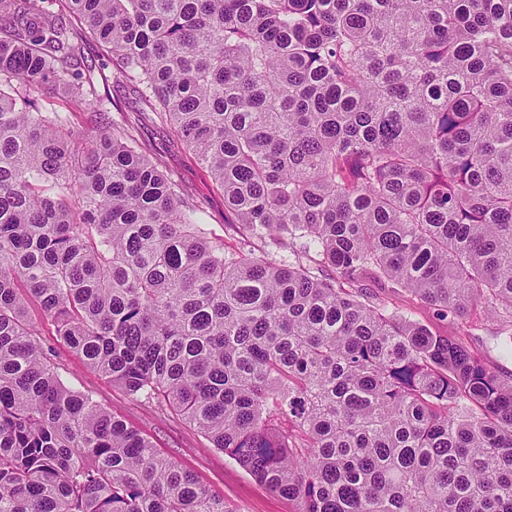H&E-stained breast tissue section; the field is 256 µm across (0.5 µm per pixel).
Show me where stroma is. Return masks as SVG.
<instances>
[{"label":"stroma","instance_id":"obj_1","mask_svg":"<svg viewBox=\"0 0 512 512\" xmlns=\"http://www.w3.org/2000/svg\"><path fill=\"white\" fill-rule=\"evenodd\" d=\"M110 91L120 106L112 114L114 121L131 128L151 158L176 181L186 199L204 204L205 229L210 240L223 244L225 250H238L240 240L224 222V192L208 170L180 144L173 129L136 100L128 88L114 83ZM391 305L412 320L463 342L502 377L512 376V327L490 316L468 322L443 320L432 309L407 296L392 299ZM27 314L37 329L38 343L50 350L51 360L65 382L92 394L107 411L147 436L162 455L191 471L202 485L224 498L237 512H293L292 503L257 481L235 460L212 449L175 409L132 396L90 369L59 338L54 323L45 316L37 300H29Z\"/></svg>","mask_w":512,"mask_h":512}]
</instances>
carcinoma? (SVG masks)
I'll list each match as a JSON object with an SVG mask.
<instances>
[{
	"label": "carcinoma",
	"instance_id": "obj_1",
	"mask_svg": "<svg viewBox=\"0 0 512 512\" xmlns=\"http://www.w3.org/2000/svg\"><path fill=\"white\" fill-rule=\"evenodd\" d=\"M44 2L0 0V512H237L62 380L20 287L294 512H512V379L389 308L512 324V0ZM83 33L261 249L43 111L110 101Z\"/></svg>",
	"mask_w": 512,
	"mask_h": 512
}]
</instances>
